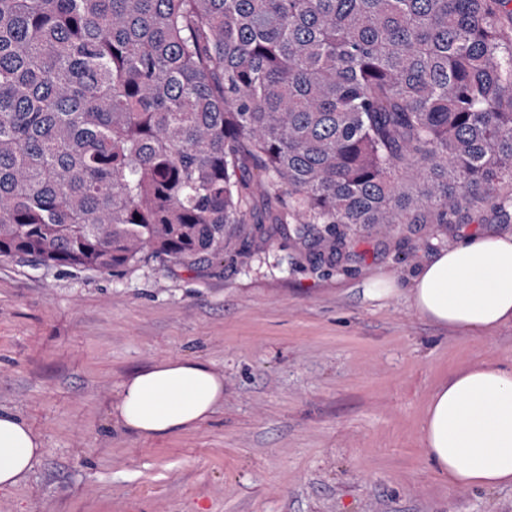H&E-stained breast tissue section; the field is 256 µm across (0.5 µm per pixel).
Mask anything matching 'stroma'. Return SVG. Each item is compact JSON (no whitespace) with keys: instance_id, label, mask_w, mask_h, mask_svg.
Wrapping results in <instances>:
<instances>
[{"instance_id":"stroma-1","label":"stroma","mask_w":512,"mask_h":512,"mask_svg":"<svg viewBox=\"0 0 512 512\" xmlns=\"http://www.w3.org/2000/svg\"><path fill=\"white\" fill-rule=\"evenodd\" d=\"M471 215L357 226L319 260L289 224L194 270L0 259V409L44 443L0 512H512L511 486L448 485L420 445L440 383L512 362V324L476 341L408 302L441 250L512 234L490 208ZM378 280L395 295H371ZM177 358L223 375L211 419L161 437L117 428L124 380Z\"/></svg>"}]
</instances>
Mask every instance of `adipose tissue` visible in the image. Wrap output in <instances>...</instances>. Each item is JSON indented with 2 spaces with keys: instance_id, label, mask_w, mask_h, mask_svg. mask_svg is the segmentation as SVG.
<instances>
[{
  "instance_id": "1",
  "label": "adipose tissue",
  "mask_w": 512,
  "mask_h": 512,
  "mask_svg": "<svg viewBox=\"0 0 512 512\" xmlns=\"http://www.w3.org/2000/svg\"><path fill=\"white\" fill-rule=\"evenodd\" d=\"M408 299L423 318L477 340L512 323V235L441 250L413 279ZM223 399V376L198 361L171 360L126 379L112 417L132 435H165L204 424ZM420 442L450 485L512 487V363L485 359L440 384ZM42 454L40 437L0 411V489L14 487Z\"/></svg>"
}]
</instances>
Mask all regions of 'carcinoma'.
Masks as SVG:
<instances>
[{"label":"carcinoma","instance_id":"obj_1","mask_svg":"<svg viewBox=\"0 0 512 512\" xmlns=\"http://www.w3.org/2000/svg\"><path fill=\"white\" fill-rule=\"evenodd\" d=\"M512 0H0V257L192 267L512 214ZM256 168L264 180L253 182Z\"/></svg>","mask_w":512,"mask_h":512}]
</instances>
